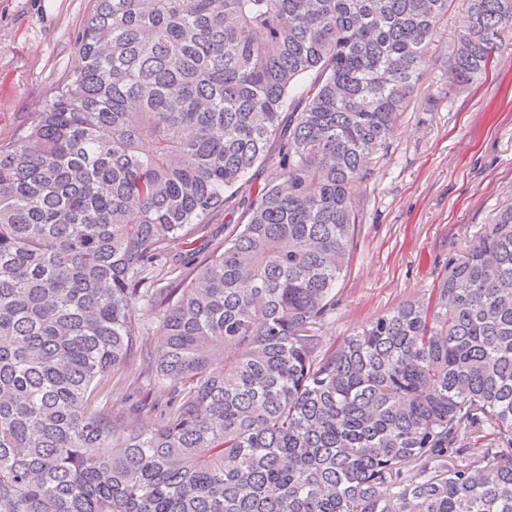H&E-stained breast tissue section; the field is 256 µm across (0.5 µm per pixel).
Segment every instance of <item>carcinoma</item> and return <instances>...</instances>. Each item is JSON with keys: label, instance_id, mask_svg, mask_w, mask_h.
<instances>
[{"label": "carcinoma", "instance_id": "obj_1", "mask_svg": "<svg viewBox=\"0 0 512 512\" xmlns=\"http://www.w3.org/2000/svg\"><path fill=\"white\" fill-rule=\"evenodd\" d=\"M91 2L0 143V512H512V203L426 296L320 336L450 0ZM468 13L456 82L512 0ZM275 173V166L271 164L255 168L248 175V182L242 185L239 189V194L236 201L232 204L226 205L224 209L212 214L206 219L204 228L198 232L195 236L198 238L196 245L203 247L207 242L212 240L221 239L231 229L230 227L234 224H242L243 210L242 205L238 204L247 196L254 188L259 184L267 182ZM230 224V225H226ZM225 227V229H224Z\"/></svg>", "mask_w": 512, "mask_h": 512}]
</instances>
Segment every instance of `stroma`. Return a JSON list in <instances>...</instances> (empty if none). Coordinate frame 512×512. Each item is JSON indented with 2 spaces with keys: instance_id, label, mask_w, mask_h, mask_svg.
Wrapping results in <instances>:
<instances>
[{
  "instance_id": "1",
  "label": "stroma",
  "mask_w": 512,
  "mask_h": 512,
  "mask_svg": "<svg viewBox=\"0 0 512 512\" xmlns=\"http://www.w3.org/2000/svg\"><path fill=\"white\" fill-rule=\"evenodd\" d=\"M89 8L90 0H0L1 143L17 138L79 65L74 40ZM467 25V0H453L407 112L354 191L358 243L324 343L436 286L449 258L512 201V23L494 69L457 86L449 65Z\"/></svg>"
}]
</instances>
